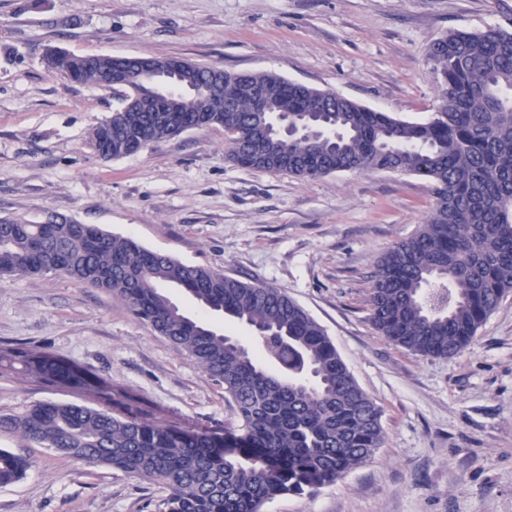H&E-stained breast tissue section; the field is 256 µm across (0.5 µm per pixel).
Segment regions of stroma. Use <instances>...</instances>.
Instances as JSON below:
<instances>
[{"label": "stroma", "mask_w": 512, "mask_h": 512, "mask_svg": "<svg viewBox=\"0 0 512 512\" xmlns=\"http://www.w3.org/2000/svg\"><path fill=\"white\" fill-rule=\"evenodd\" d=\"M512 30V0H0V220L72 218L188 265L285 290L327 332L379 406L384 442L367 464L262 512H512V293L447 359L423 357L368 321L379 257L413 233L433 197L386 171L315 179L245 169L206 126L104 160L93 129L111 90L49 73L75 55L179 57L230 72L268 71L421 122L439 103L429 45L454 30ZM25 346L102 379L154 420L220 429L224 388L125 303L57 273L0 278V351ZM88 392L0 370V415ZM25 457L0 486V512H165L166 490L73 462L0 430Z\"/></svg>", "instance_id": "stroma-1"}]
</instances>
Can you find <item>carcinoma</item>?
<instances>
[{"mask_svg": "<svg viewBox=\"0 0 512 512\" xmlns=\"http://www.w3.org/2000/svg\"><path fill=\"white\" fill-rule=\"evenodd\" d=\"M441 104L425 122L333 97L305 111L322 92L269 72L224 73L198 97L173 92L168 121L139 112L152 141L178 135L179 123L224 127L228 158L258 171L313 179L384 170L418 176L434 202L424 223L379 259L369 293V321L391 343L415 354L448 358L472 342L500 300L512 292V31L451 30L428 48ZM205 76L210 65L147 56ZM47 70L102 87L122 56L52 50ZM267 94L272 111H252ZM286 118L306 131L287 135ZM136 131L102 121L90 146L109 141L126 156ZM67 275L118 297L132 316L185 352L215 381L238 420L221 431H185L143 417L134 400L113 402L87 369L26 348L0 360L30 376L94 392L112 407L43 402L0 418V428L88 466L133 473L167 491L166 512H261L266 501L330 485L370 461L384 441L381 411L364 392L326 331L283 290L244 282L220 270L187 265L92 224L61 219L33 224L0 220V275ZM179 288L202 307L251 328L279 373L239 340L187 315L162 287ZM29 462L0 449V486Z\"/></svg>", "mask_w": 512, "mask_h": 512, "instance_id": "obj_1", "label": "carcinoma"}]
</instances>
